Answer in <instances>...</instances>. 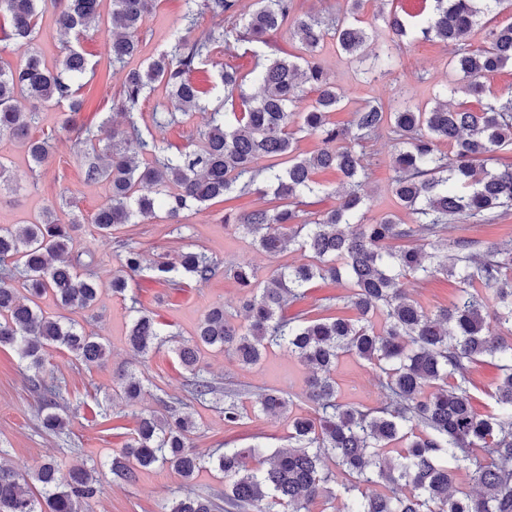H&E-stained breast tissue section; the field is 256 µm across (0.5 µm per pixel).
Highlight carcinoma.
Segmentation results:
<instances>
[{"label": "carcinoma", "mask_w": 512, "mask_h": 512, "mask_svg": "<svg viewBox=\"0 0 512 512\" xmlns=\"http://www.w3.org/2000/svg\"><path fill=\"white\" fill-rule=\"evenodd\" d=\"M48 2L56 9L60 34L77 42L100 23V0H0V16L10 28L4 39L34 40L40 5ZM362 2L346 0L342 13L326 16L305 0H254L247 14L241 13L240 0H184V26L173 32L170 49L128 70L112 96L125 126H65L85 179L109 185L91 219L98 234L110 236L120 224L159 212L168 223L181 224L193 209L232 193L237 199L248 195L261 181L280 204L234 219L226 214L224 223L245 230L270 256L291 248L309 254L307 262L282 265L263 282L247 261L228 268L248 289L242 304L247 324L235 323L222 305L206 311L194 335L175 348L188 374L184 397H160L163 411L139 417L120 456L112 458L114 479L133 483L138 471L158 466L187 484L210 464L224 478V505L238 512H311L331 483L340 486L343 512H512V243L487 242L477 250L469 238L458 237L451 246L444 238L451 225L495 224L512 210V164L497 156L512 147V95L489 96L485 85L488 75L512 65V23L489 28L481 50L462 49L481 18L499 13L506 0H434L426 14L392 10L384 16L388 41L366 69L392 73L404 46L420 40L451 44L457 51L447 92L475 98L479 109L453 107L446 100L421 109L405 98L390 109L366 104L340 129L329 116L345 95L316 55L331 41L344 54L363 59L372 37L360 17ZM156 6L157 0H112L107 32L113 62L136 55L143 22ZM203 14L215 23L194 36ZM285 26L299 38L301 54L269 57L255 51L247 72L222 64L224 101L237 98L243 110L228 114L222 104L212 109L195 148L173 152L165 138L142 133L140 106L155 85L165 87L171 102L155 119L162 131L204 110L203 91L192 79L202 66L239 44L266 45L269 33ZM87 70L84 53L67 41L53 68L34 51L15 65L0 55V136L21 146L34 168L47 165L52 154L49 139L32 136L40 113L80 111L84 100L77 98L75 84ZM249 77L259 86L254 96L245 92ZM308 88L317 98L304 108ZM385 128L396 148L392 189L414 216L411 224L392 214L366 219L367 164L355 146ZM300 132L321 139L322 147L300 152ZM263 158L280 159L284 166H261ZM327 169L342 178L336 207L303 209L308 199L328 192L315 179ZM145 185L156 187L155 195L140 193ZM80 224L77 216L64 224L47 210L18 231L0 226V346L26 362L28 381L43 401L40 423L57 435L68 432L71 415L61 387L41 378L48 350L64 349L86 366H100L107 358L100 337L41 307L47 295L63 309H85L97 300L94 255L87 254L86 261L69 257ZM391 241L399 246L390 247ZM119 247L121 269L111 284L122 295L128 278L143 266L137 247L127 240ZM150 270L157 281L174 285L185 277L207 283L219 267L205 252L188 250ZM441 272L460 284L446 308L428 312L402 288L407 276L427 279ZM316 279L347 281L350 292L343 300L356 318H285L288 301L303 298ZM127 340L140 356L164 342L158 323L145 313L133 317ZM206 348L241 365H255L267 349L277 348L311 369L306 399L312 414L291 416V400L280 391L257 398L263 414L288 420L290 447L269 454L254 445L215 455L192 445L198 424L186 400L221 395L225 423L235 425L246 415L239 395L201 373ZM347 355L371 366L385 393L383 405L362 409L338 401L331 374ZM483 359L497 362L500 371L485 414L473 406L469 378L470 365ZM118 388L133 404L142 396L143 382L124 371ZM248 458L258 460V467H247ZM326 459L336 471L323 468ZM461 473L474 488L458 485ZM103 478L95 466L65 470L55 460L33 468L1 465L0 512H83L102 492ZM371 485L384 491L370 493ZM219 509L212 496L187 495L169 512Z\"/></svg>", "instance_id": "cac0c4a2"}]
</instances>
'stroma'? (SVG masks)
<instances>
[{"instance_id": "35a3bbf8", "label": "stroma", "mask_w": 512, "mask_h": 512, "mask_svg": "<svg viewBox=\"0 0 512 512\" xmlns=\"http://www.w3.org/2000/svg\"><path fill=\"white\" fill-rule=\"evenodd\" d=\"M182 0H159L143 25V43L138 56L131 59L134 67L145 65L166 49L176 28L182 27ZM80 49L89 60L88 84L81 94L85 99L82 112L75 119L84 123L110 120L123 124L119 112L113 110L105 95L117 91L123 72L113 66L106 45L105 32L89 34L81 40ZM453 47L436 41H422L405 50L398 70L372 79L364 73V63L338 51L326 43L317 60L337 87L345 92L341 106L331 120L339 126L348 124L354 112L365 102L396 105L400 91H407L412 103L432 105L442 85L452 78L449 62ZM65 113L43 112L35 136L51 135L53 154L48 165L33 170L26 153L15 142L0 137V154L11 162V176L20 184L17 193H0V225L25 223L44 208L55 209L61 219L70 214L83 218L84 224L74 238L71 252L87 251L104 258L106 265L99 271L103 285L96 304L88 309L66 310V317L82 325L86 331L98 334L105 341L110 356L105 365L88 367L65 351H51L43 372L46 382L65 385L66 403L76 416L70 435L55 436L43 430L38 418V399L30 388L25 365L15 351L0 348V465L35 464L53 457L64 465L96 464L120 454L136 426L138 416L159 410L160 396L181 395L184 371L174 352L175 341L192 336L204 312L213 304H224L233 314H240L243 292L232 277L223 273L231 264L248 261L257 269L259 280H266L282 264H299L304 256L287 251L271 257L258 250L251 236L226 224L224 214L237 213L269 206L271 199L252 193L238 199H217L189 214L184 224H170L148 219L135 224H123L111 237H100L90 218L104 202L108 187L105 183H89L77 164L68 133L63 128ZM371 176L367 186L370 195L368 218L387 212L407 219L392 192L391 176L395 152L388 135H380L366 147ZM132 241L143 253L146 270L130 281L131 299L113 295L109 286L112 272L120 268L116 242ZM195 249L217 259L222 267L211 281L199 283L184 280L173 289L156 282L149 263L171 260L183 250ZM405 286L411 297L426 311L447 307L458 291V283L439 275L428 280H408ZM139 302L143 311L153 314L170 337L158 351L140 358L130 351L126 336L130 323L129 307ZM200 366L206 377L221 386L237 389L244 406L250 407L258 393L282 388L293 401L292 413L308 414L312 408L305 398L309 369L296 359L278 350H271L253 366H243L216 350L205 351ZM136 372L144 379L145 391L133 406L115 397L119 371ZM341 402L356 406L375 407L384 399L370 366L362 360L344 357L333 373ZM198 424L193 437L197 448L213 450L221 447L247 448L262 444L266 448L288 445V423L258 413L249 414L240 424L228 426L224 415L214 403H194L189 408ZM223 482L213 471L202 470L191 484H183L171 470L140 471L136 482L115 481L106 485L91 504L92 512H165L172 500L193 492L217 494Z\"/></svg>"}]
</instances>
